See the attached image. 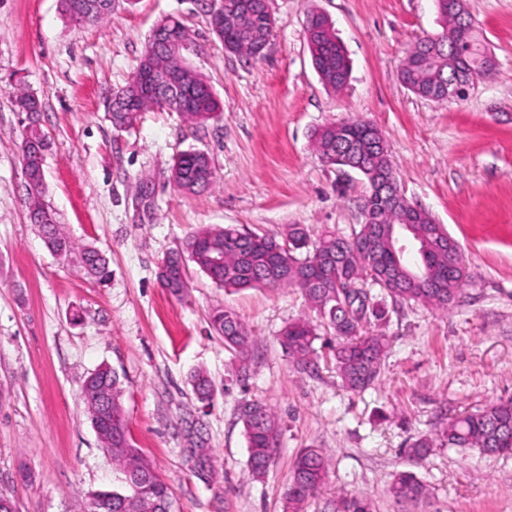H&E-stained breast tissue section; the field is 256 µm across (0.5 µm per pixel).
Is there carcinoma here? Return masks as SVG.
<instances>
[{
    "instance_id": "cac0c4a2",
    "label": "carcinoma",
    "mask_w": 512,
    "mask_h": 512,
    "mask_svg": "<svg viewBox=\"0 0 512 512\" xmlns=\"http://www.w3.org/2000/svg\"><path fill=\"white\" fill-rule=\"evenodd\" d=\"M96 0H61L64 15L75 24L90 13ZM241 5L237 23L224 27L220 43L224 50L258 60L265 52L271 27L268 26V0H236ZM441 18L442 42L434 36L417 39L406 53L401 73L402 83L415 95L432 99L442 83L454 89L458 84H471L472 73L484 68L486 46L472 22L457 14V0H436ZM307 44L312 62L322 82L334 91L347 85L349 60L337 40L332 21L326 16L307 23ZM154 56L168 58L169 65L180 71L184 84L194 90V96L181 104L168 103L167 94L157 87L146 93L132 83L116 91L124 105L139 104L140 112L108 111L112 126L118 131L134 128L142 113L154 109L178 113L193 125H203L215 118L220 103L211 85L186 64L184 50L171 55L164 38L150 35L137 68H142ZM33 108L34 127L25 131L35 151L46 154L49 139L39 125L42 103L34 94L22 93ZM369 123L349 118L314 131L313 146L323 161L346 155L349 162L363 168L361 174L370 188L391 174L392 166L386 146L371 143ZM29 176L28 212L31 223L40 227L46 247L64 257L76 255L79 267L88 276L104 279L109 276L107 258L93 247L77 244L61 225L52 210L42 200L44 169L32 167ZM170 180L185 192L209 188L214 173L208 154L188 150L178 154L170 169ZM362 210L366 217L358 230L346 238L326 232L311 238L301 224H290L285 238L279 240L255 231L233 226L203 227L187 236L179 249L162 262L159 279L170 293L178 295L186 288V265L194 263L220 288H296L316 312L318 323L299 319L289 323L280 334V344L299 366L311 362L313 343L318 329L324 328L336 338L332 360L343 385L362 390L377 380L382 360L386 357L388 340L366 331L371 319L388 315L387 303H415L446 310L467 285L469 273L461 252H455L454 262H448V250L437 244L444 225L422 209L415 211L413 230L425 240L414 270L403 255L393 256L388 248L391 229L398 227L403 210L370 193L364 198ZM216 249L224 251V266L213 267L209 255ZM356 289L346 291L348 283ZM212 329L224 337V343L234 349L242 361H247L252 337L245 323L230 309L214 308L209 314ZM193 390L202 401L213 397L214 386L208 375L197 371L192 376ZM112 388V414L98 415L101 435L99 442L112 449V461L124 476V489L100 490L99 496L112 497V512H140L137 500L122 505V499L133 493V486L146 485L150 490L149 508L153 512H168L174 506L170 486L154 471L151 463L136 447L127 419L122 417L123 389L119 377L107 368H99L84 381L83 399L90 400L105 388ZM249 413L239 414L247 439V464L258 477L268 470L279 446V423L274 412L259 401H248ZM450 448H477L487 455L512 453V399L487 405L474 413L459 417L435 435H424L414 441L408 453L424 459L434 448L435 441ZM330 467L327 454L320 448H305L293 463L291 482L285 494L284 512H302L303 504L314 497L324 484ZM397 501H421L430 495L429 488L415 473H398L390 487ZM337 512H372L370 500L362 495L343 499Z\"/></svg>"
}]
</instances>
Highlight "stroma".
<instances>
[{
  "label": "stroma",
  "instance_id": "35a3bbf8",
  "mask_svg": "<svg viewBox=\"0 0 512 512\" xmlns=\"http://www.w3.org/2000/svg\"><path fill=\"white\" fill-rule=\"evenodd\" d=\"M465 4L495 71L464 98L432 101L410 92L400 70L416 38L439 31L435 0H268L274 27L256 61L224 51L210 0H114L107 19L82 26L60 0H0V490L19 512H85L94 492L122 485L82 402L85 378L103 364L122 382L130 434L171 485L176 512H283L304 448L332 458L304 512H336L353 493L374 512H512V456L440 445L420 462L407 455L439 421L512 398V0ZM313 11L332 21L351 60L343 90L312 65ZM170 15L187 27L186 61L211 84L221 115L196 127L148 112L115 130L106 100ZM27 91L43 103L50 140L43 198L77 243L107 256V281L51 254L27 219L25 122L14 105ZM349 117L381 131L402 193L447 228L471 275L449 312L403 304L372 321L390 346L378 382L362 392L344 388L329 362L331 332L321 331L305 371L281 346L286 324L315 317L299 291L227 292L192 264L183 294L158 279L165 255L202 227L351 235L368 182L323 163L311 140ZM189 149L212 160L215 181L200 193L169 180ZM217 306L253 336L248 364L211 329L206 314ZM196 369L214 383L210 404L192 392ZM246 399L268 404L281 428L260 478L247 467L238 417ZM192 429L218 460L210 478L185 457ZM400 470L429 486L427 503L413 509L389 495Z\"/></svg>",
  "mask_w": 512,
  "mask_h": 512
}]
</instances>
